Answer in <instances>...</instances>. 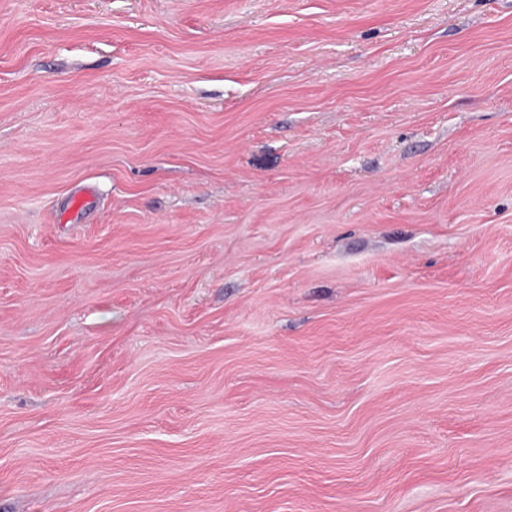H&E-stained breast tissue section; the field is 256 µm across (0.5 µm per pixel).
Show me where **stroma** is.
I'll return each mask as SVG.
<instances>
[{
    "label": "stroma",
    "mask_w": 512,
    "mask_h": 512,
    "mask_svg": "<svg viewBox=\"0 0 512 512\" xmlns=\"http://www.w3.org/2000/svg\"><path fill=\"white\" fill-rule=\"evenodd\" d=\"M0 512H512V0H0Z\"/></svg>",
    "instance_id": "obj_1"
}]
</instances>
